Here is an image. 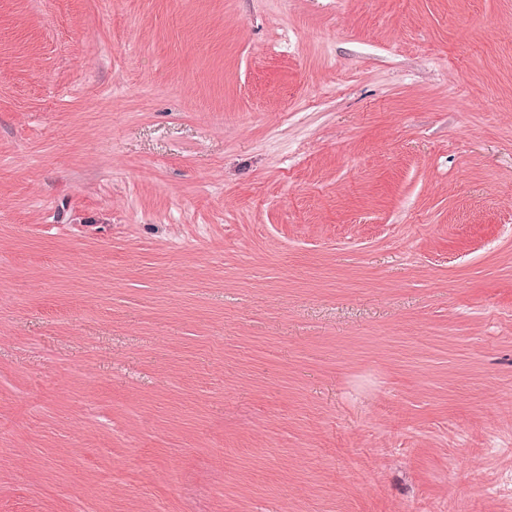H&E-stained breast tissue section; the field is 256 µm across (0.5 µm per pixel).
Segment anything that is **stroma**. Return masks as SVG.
<instances>
[{"mask_svg": "<svg viewBox=\"0 0 512 512\" xmlns=\"http://www.w3.org/2000/svg\"><path fill=\"white\" fill-rule=\"evenodd\" d=\"M0 512H512V0H0Z\"/></svg>", "mask_w": 512, "mask_h": 512, "instance_id": "obj_1", "label": "stroma"}]
</instances>
